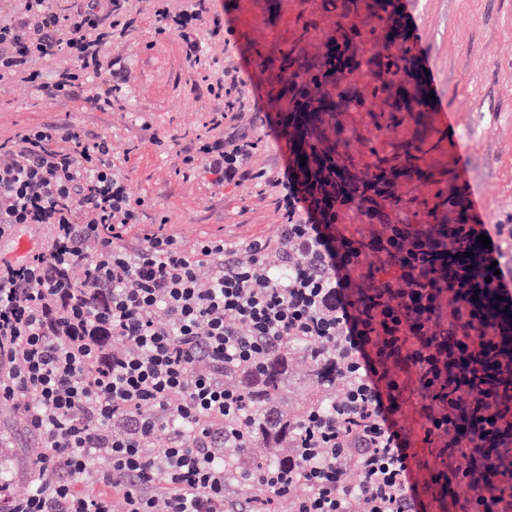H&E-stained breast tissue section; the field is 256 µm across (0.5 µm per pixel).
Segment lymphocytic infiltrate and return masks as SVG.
Segmentation results:
<instances>
[{
	"label": "lymphocytic infiltrate",
	"instance_id": "obj_1",
	"mask_svg": "<svg viewBox=\"0 0 512 512\" xmlns=\"http://www.w3.org/2000/svg\"><path fill=\"white\" fill-rule=\"evenodd\" d=\"M133 11L134 0H9L0 85L61 97L95 82L104 90L93 104L111 109L112 47L134 31ZM154 20L193 68L209 67L191 31L206 21L223 36L213 0L160 5ZM233 118L213 113L211 136L193 139L182 165L227 183L246 175L257 143L223 135ZM273 185L277 238L188 248L143 230L147 204L129 194L108 136L43 125L0 143V239L47 232L28 257L0 262V402L44 447L33 491L1 484L0 512H224L226 488L250 478L274 496L304 486L297 512H424L398 422L410 368L424 443L466 460L433 476L448 512H512V298L491 269L496 245L479 242L512 239V225L463 216L347 235L325 218L336 201L311 194L296 164ZM312 341L335 364L343 398L309 413L288 465L227 467L224 446L251 438L225 375ZM160 428L171 434L164 448L153 443ZM91 468L100 489L80 493Z\"/></svg>",
	"mask_w": 512,
	"mask_h": 512
}]
</instances>
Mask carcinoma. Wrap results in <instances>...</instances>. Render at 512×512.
Segmentation results:
<instances>
[{
  "label": "carcinoma",
  "instance_id": "obj_1",
  "mask_svg": "<svg viewBox=\"0 0 512 512\" xmlns=\"http://www.w3.org/2000/svg\"><path fill=\"white\" fill-rule=\"evenodd\" d=\"M320 9L333 17L325 51L317 61L309 57L307 44L312 38L311 26H302L298 40L278 59L277 74L268 83V95L273 104L293 113L288 128L291 140H296L299 129H306L303 146L296 149L294 161L306 172L316 165L322 167L323 175L316 182L315 190L328 197L354 200L357 212L371 221L375 217L374 199L361 192L360 185L346 184L344 177L337 173L339 149L344 146V139L332 123L336 108L346 103L341 84L353 66L354 44L375 42L386 47V53L376 60L370 96L381 98L397 87L403 91L408 112L423 111L425 100L423 95L415 93L411 49L406 45L397 16L389 9V0H321ZM363 11L376 14L377 24L370 30L362 32L342 22L343 18ZM375 158L371 179L385 182L388 187L381 210L397 213L406 209L407 200L395 185L414 168L412 150L396 146ZM297 354L310 365L312 384L319 393L315 404H328L329 400L322 393L336 385V368L325 358L316 356L309 346L275 353L252 370L233 373L247 402L246 428L252 439L269 450V458L252 461L256 472L288 463L300 422L311 410L307 406L290 414L283 409L288 403L290 361Z\"/></svg>",
  "mask_w": 512,
  "mask_h": 512
}]
</instances>
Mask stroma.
<instances>
[{"mask_svg": "<svg viewBox=\"0 0 512 512\" xmlns=\"http://www.w3.org/2000/svg\"><path fill=\"white\" fill-rule=\"evenodd\" d=\"M228 33L215 43L207 28L198 35L203 49L219 61L217 76L244 75L250 82L236 113L233 130L258 142L249 176L234 184L213 180L204 168L186 170L180 151L197 135L207 134L211 112L224 103L211 96L207 83L185 57L173 34H157L153 0H140L138 30L114 46L127 78L120 99L102 111L85 97L52 99L25 85L0 87V141L46 123L71 124L82 132L112 140V156L121 165L132 197L145 199L148 221L165 218V233L185 244L221 237L236 243L251 237H277L282 216L272 178L282 175L289 154L264 122L273 106L260 83V64L273 61L300 32V16L318 30L313 48H322L331 24L319 0H223ZM413 63L427 62L426 83L434 95L425 111L399 110L390 95L381 106L366 99L382 45L361 44L348 92L356 99L335 116L345 138L342 154L360 167L372 166V147L394 144L419 147L420 171L401 179L399 190L419 219L456 223L459 212L447 197H473L483 223L512 225V0H393ZM454 113L462 153L451 152L441 126L442 113ZM419 389L415 370L403 376L400 424L415 452L414 477L427 512H441L448 499L430 484L431 474L446 465L423 441L415 410ZM0 446L8 448L10 489L19 496L32 488L31 464L42 450L10 404L0 405Z\"/></svg>", "mask_w": 512, "mask_h": 512, "instance_id": "35a3bbf8", "label": "stroma"}]
</instances>
